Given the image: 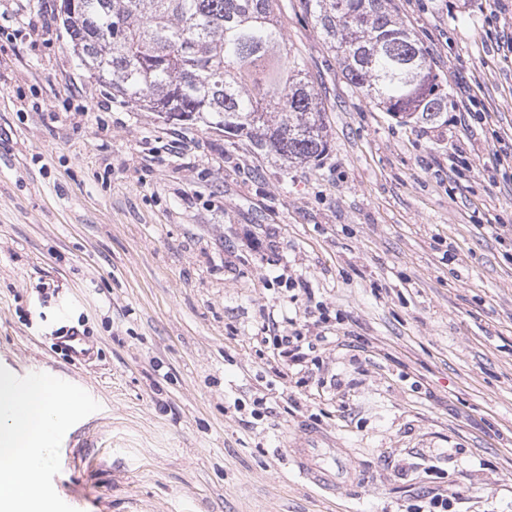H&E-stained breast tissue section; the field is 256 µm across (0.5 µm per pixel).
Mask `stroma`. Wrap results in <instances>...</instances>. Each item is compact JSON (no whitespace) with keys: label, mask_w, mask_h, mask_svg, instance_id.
I'll list each match as a JSON object with an SVG mask.
<instances>
[{"label":"stroma","mask_w":512,"mask_h":512,"mask_svg":"<svg viewBox=\"0 0 512 512\" xmlns=\"http://www.w3.org/2000/svg\"><path fill=\"white\" fill-rule=\"evenodd\" d=\"M61 3L0 0V375L85 399L47 512H512V0H389L466 117L411 125L276 0L328 125L294 166L113 99ZM314 439L346 483L300 475Z\"/></svg>","instance_id":"35a3bbf8"}]
</instances>
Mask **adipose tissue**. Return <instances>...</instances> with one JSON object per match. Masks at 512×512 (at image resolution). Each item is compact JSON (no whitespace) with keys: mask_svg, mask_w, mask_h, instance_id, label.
<instances>
[{"mask_svg":"<svg viewBox=\"0 0 512 512\" xmlns=\"http://www.w3.org/2000/svg\"><path fill=\"white\" fill-rule=\"evenodd\" d=\"M80 402L48 378L21 387L0 377V512H43L36 487L51 460L48 443Z\"/></svg>","mask_w":512,"mask_h":512,"instance_id":"ef3b65f1","label":"adipose tissue"}]
</instances>
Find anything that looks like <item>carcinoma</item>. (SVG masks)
I'll use <instances>...</instances> for the list:
<instances>
[{
  "label": "carcinoma",
  "instance_id": "cac0c4a2",
  "mask_svg": "<svg viewBox=\"0 0 512 512\" xmlns=\"http://www.w3.org/2000/svg\"><path fill=\"white\" fill-rule=\"evenodd\" d=\"M275 0H78L63 24L89 78L165 120H203L289 165L327 149L324 107L288 59ZM349 81L401 123L448 111V91L387 0H304Z\"/></svg>",
  "mask_w": 512,
  "mask_h": 512
}]
</instances>
